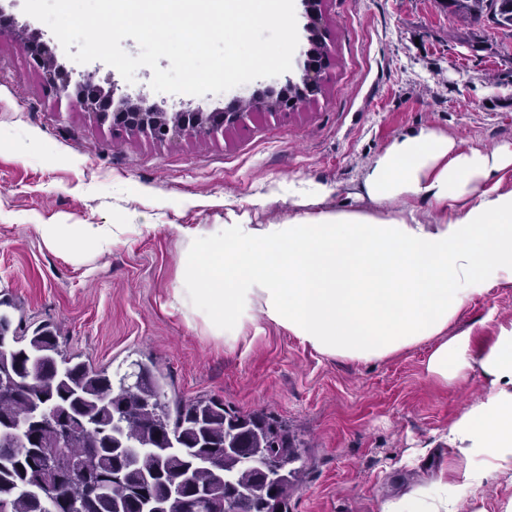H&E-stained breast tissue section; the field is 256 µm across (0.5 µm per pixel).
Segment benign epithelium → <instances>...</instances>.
Masks as SVG:
<instances>
[{
    "instance_id": "obj_1",
    "label": "benign epithelium",
    "mask_w": 512,
    "mask_h": 512,
    "mask_svg": "<svg viewBox=\"0 0 512 512\" xmlns=\"http://www.w3.org/2000/svg\"><path fill=\"white\" fill-rule=\"evenodd\" d=\"M322 0H301L307 18L308 48L304 52L305 59L300 65L296 78L287 79V84L296 86L301 92L298 99L289 102L287 108L295 109L322 90L325 70L328 66V52L321 39L323 17L320 9ZM11 39L20 44L28 68L41 74L45 85L55 95L56 100L62 98L76 99L83 110L92 115L100 124L106 122L111 126L122 125L132 131L145 133L159 141H174L186 135L215 137L224 132V128L246 122L257 110L278 111L273 97L260 98L253 96L251 101L242 103L236 99L224 109L207 112L200 107L181 112L183 119L174 120L171 113L155 108L146 114L136 110L132 100L117 87H112L105 96L91 94L83 96L77 88L82 85H95V74H83L76 79L68 72L57 69L46 63L44 44L37 35L28 36L16 29L13 19H0V40Z\"/></svg>"
}]
</instances>
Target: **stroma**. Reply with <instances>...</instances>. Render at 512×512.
<instances>
[{
	"label": "stroma",
	"mask_w": 512,
	"mask_h": 512,
	"mask_svg": "<svg viewBox=\"0 0 512 512\" xmlns=\"http://www.w3.org/2000/svg\"><path fill=\"white\" fill-rule=\"evenodd\" d=\"M23 4L0 0V12L59 63L170 111L221 109L268 84L221 98L157 93L148 68L130 83L102 62L70 61ZM322 14L331 66L321 94L294 112H254L215 139L167 143L99 124L76 101L54 102L20 46L1 40L0 300L27 327L51 325L67 353L113 371L152 363L181 399L214 397L287 424L307 471L292 512H379L455 459L439 436L485 395L479 371L445 383L427 370L433 342L362 363L319 354L275 326L249 350H231L166 305L181 274L172 225L223 223L228 204L256 224L287 218L300 210L292 179L330 186L324 208H369L359 196L365 167L421 127L462 150L512 145V30L484 17L460 22L442 0H323ZM147 220L154 231H139ZM39 224L129 230L112 251L77 260L49 249ZM510 325L512 287L499 284L475 295L448 333L477 352Z\"/></svg>",
	"instance_id": "35a3bbf8"
}]
</instances>
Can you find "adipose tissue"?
Masks as SVG:
<instances>
[{"label": "adipose tissue", "instance_id": "ef3b65f1", "mask_svg": "<svg viewBox=\"0 0 512 512\" xmlns=\"http://www.w3.org/2000/svg\"><path fill=\"white\" fill-rule=\"evenodd\" d=\"M512 146L460 150L433 129L393 139L366 168L362 189L375 210L334 211L330 190L288 183L301 209L252 223L227 211L223 223L176 226L185 241L182 276L167 304L186 321L203 317L228 348L273 325L318 353L360 362L435 341L428 370L452 380L479 369L486 395L442 434L458 455L438 477L388 499L380 512H460L463 499L512 475V327L489 350L471 353L449 323L486 287L512 286V189L499 175ZM430 204L421 211L417 200ZM397 202L394 210L383 209ZM58 252L78 257L121 244L120 224H40Z\"/></svg>", "mask_w": 512, "mask_h": 512}]
</instances>
